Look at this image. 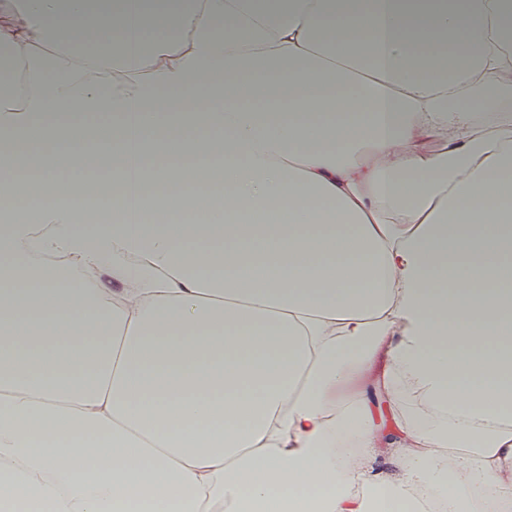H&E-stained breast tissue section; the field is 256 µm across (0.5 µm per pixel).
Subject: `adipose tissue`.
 I'll return each mask as SVG.
<instances>
[{
	"label": "adipose tissue",
	"mask_w": 512,
	"mask_h": 512,
	"mask_svg": "<svg viewBox=\"0 0 512 512\" xmlns=\"http://www.w3.org/2000/svg\"><path fill=\"white\" fill-rule=\"evenodd\" d=\"M511 104L512 0H0L11 500L512 512ZM118 191L119 187L112 185L111 181L105 180L96 183L89 188L91 205L94 209L99 210L102 216H112V211L109 209V202L112 199V194Z\"/></svg>",
	"instance_id": "1"
}]
</instances>
